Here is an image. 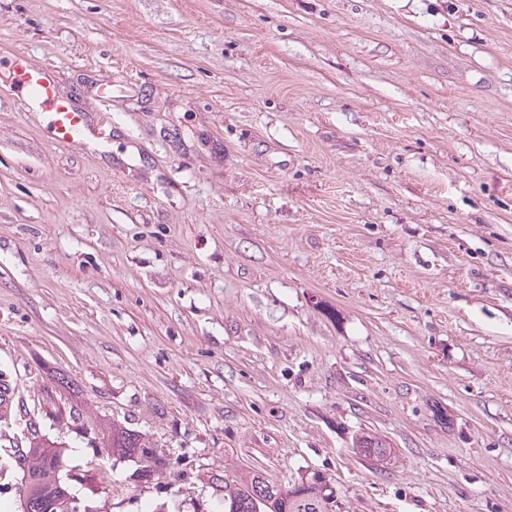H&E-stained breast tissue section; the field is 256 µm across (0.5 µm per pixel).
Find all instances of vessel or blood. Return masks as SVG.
<instances>
[{
  "instance_id": "vessel-or-blood-1",
  "label": "vessel or blood",
  "mask_w": 512,
  "mask_h": 512,
  "mask_svg": "<svg viewBox=\"0 0 512 512\" xmlns=\"http://www.w3.org/2000/svg\"><path fill=\"white\" fill-rule=\"evenodd\" d=\"M11 89L22 105L37 101L51 108V128L56 144H77L91 124L90 113L60 99L54 72L49 68L22 67L14 72Z\"/></svg>"
}]
</instances>
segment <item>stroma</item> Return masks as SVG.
I'll return each instance as SVG.
<instances>
[{"label": "stroma", "instance_id": "stroma-1", "mask_svg": "<svg viewBox=\"0 0 512 512\" xmlns=\"http://www.w3.org/2000/svg\"><path fill=\"white\" fill-rule=\"evenodd\" d=\"M16 60L110 119L64 147L0 98V512L26 423L75 437L56 369L177 464L69 453L99 512L256 470L512 512V0H0V88ZM52 382V387L47 389L45 394L47 401H55V397H57L58 394L61 397L62 395L68 394L72 400L79 398V385L66 372L56 371L54 375H52ZM354 447L363 459L369 461L384 460L391 452V448H388L386 440L369 435L357 438Z\"/></svg>", "mask_w": 512, "mask_h": 512}]
</instances>
